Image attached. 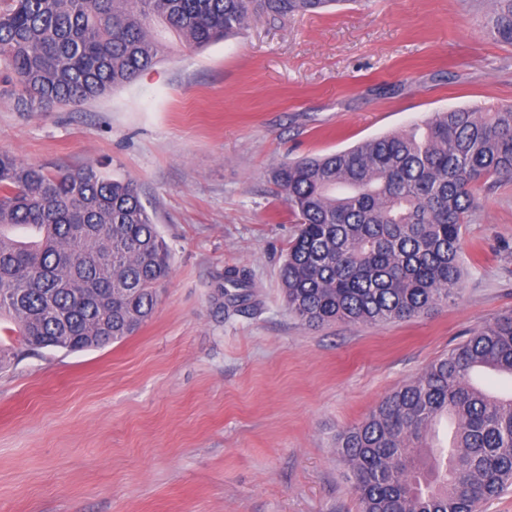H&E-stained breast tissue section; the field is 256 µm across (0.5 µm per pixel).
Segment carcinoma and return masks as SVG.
<instances>
[{"mask_svg": "<svg viewBox=\"0 0 512 512\" xmlns=\"http://www.w3.org/2000/svg\"><path fill=\"white\" fill-rule=\"evenodd\" d=\"M336 0H0V97L19 112L77 108L133 82L173 42L201 48L250 17L320 13ZM488 32L512 44V0ZM298 229L281 268L288 312L308 326L380 325L462 288L475 186L512 181V106L438 112L410 130L272 171ZM170 251L137 185L97 162L55 172L0 152V322L24 345L102 348L153 314ZM249 271L224 270L216 304L259 306ZM512 376V312L476 331L341 431L360 512H478L512 483V395L472 374Z\"/></svg>", "mask_w": 512, "mask_h": 512, "instance_id": "cac0c4a2", "label": "carcinoma"}]
</instances>
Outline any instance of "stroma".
<instances>
[{
    "instance_id": "35a3bbf8",
    "label": "stroma",
    "mask_w": 512,
    "mask_h": 512,
    "mask_svg": "<svg viewBox=\"0 0 512 512\" xmlns=\"http://www.w3.org/2000/svg\"><path fill=\"white\" fill-rule=\"evenodd\" d=\"M487 0H343L251 18L169 52L77 108L0 98V151L49 170L111 160L172 256L152 317L101 349L0 367V512H359L336 434L512 312V182L480 188L463 288L418 317L308 326L280 270L297 218L280 163L349 149L451 109L512 105V45ZM257 314L225 316V268ZM216 304L227 315L257 310L251 275L245 268L231 267L224 270L222 282L218 285Z\"/></svg>"
}]
</instances>
